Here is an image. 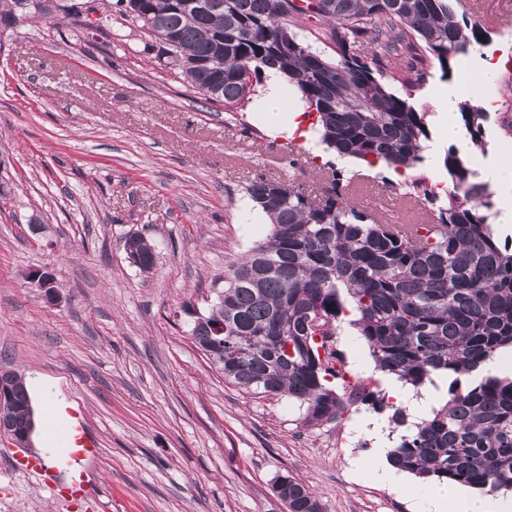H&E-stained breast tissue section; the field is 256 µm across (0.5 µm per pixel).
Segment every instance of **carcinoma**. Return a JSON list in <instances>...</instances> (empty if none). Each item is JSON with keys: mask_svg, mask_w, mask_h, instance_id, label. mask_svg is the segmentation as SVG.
Returning a JSON list of instances; mask_svg holds the SVG:
<instances>
[{"mask_svg": "<svg viewBox=\"0 0 512 512\" xmlns=\"http://www.w3.org/2000/svg\"><path fill=\"white\" fill-rule=\"evenodd\" d=\"M450 0H119L163 46L166 65L211 103L241 112L268 69L297 90V105L316 114L321 142L336 156L412 171L406 188L433 213L430 224H386L358 208L351 179L332 168L322 196L288 180L260 178L246 194L269 218L267 240L224 274V289L195 318L191 338L255 395L286 396L305 408L302 423L341 418L361 404L391 411L407 427L388 454L399 471L492 495L512 492V375L472 377L478 365L512 349V239L489 224L487 185L450 147L444 196L423 170L429 138L412 103L423 70L451 78L460 57L483 45L488 30ZM77 15L65 0H0V25L36 15ZM315 18L330 27V60L299 33ZM399 68L397 94L383 81ZM466 134L484 145L487 114L458 103ZM135 266L156 264L155 246L134 241ZM367 346L375 369L419 389L448 378L446 401L408 424L405 410L370 385H348L336 347L341 317ZM23 381L16 417L29 414ZM275 490L287 512H322L301 480L282 475Z\"/></svg>", "mask_w": 512, "mask_h": 512, "instance_id": "carcinoma-1", "label": "carcinoma"}]
</instances>
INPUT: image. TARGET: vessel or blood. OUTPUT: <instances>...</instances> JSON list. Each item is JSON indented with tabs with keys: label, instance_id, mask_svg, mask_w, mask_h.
<instances>
[{
	"label": "vessel or blood",
	"instance_id": "1",
	"mask_svg": "<svg viewBox=\"0 0 512 512\" xmlns=\"http://www.w3.org/2000/svg\"><path fill=\"white\" fill-rule=\"evenodd\" d=\"M69 446L67 465L71 470L69 482H62L58 475L44 461L42 455L37 453H24L15 456L11 462L12 469L22 474L37 475L43 486L48 489L61 502L75 507L85 501L90 493L91 481L85 471L81 469L82 460L98 455L100 448L97 442L85 434L82 427H75L66 436Z\"/></svg>",
	"mask_w": 512,
	"mask_h": 512
}]
</instances>
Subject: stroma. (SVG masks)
I'll return each instance as SVG.
<instances>
[{
  "label": "stroma",
  "mask_w": 512,
  "mask_h": 512,
  "mask_svg": "<svg viewBox=\"0 0 512 512\" xmlns=\"http://www.w3.org/2000/svg\"><path fill=\"white\" fill-rule=\"evenodd\" d=\"M76 22L56 16L0 28V368L22 375L35 412L36 451L52 445L66 470L60 425L84 426L99 455L87 462L92 493L71 512H286L278 476L303 479L322 512H421L415 498L360 472L372 444L357 405L335 422L303 426V407L225 381L190 336L223 276L266 240L268 217L245 187L291 178L322 195L334 153L256 118L237 124L166 69L138 23L101 0H74ZM482 50L507 57L489 88L492 107L472 168L512 151V6H498ZM258 129L262 139L250 131ZM357 207L397 224L429 213L391 191L389 169L351 159ZM156 249L151 272L126 255L128 236ZM54 276L46 297L32 270ZM337 347L358 380H379L355 329ZM17 451L0 436V512H70L38 478L12 471Z\"/></svg>",
  "instance_id": "1"
}]
</instances>
